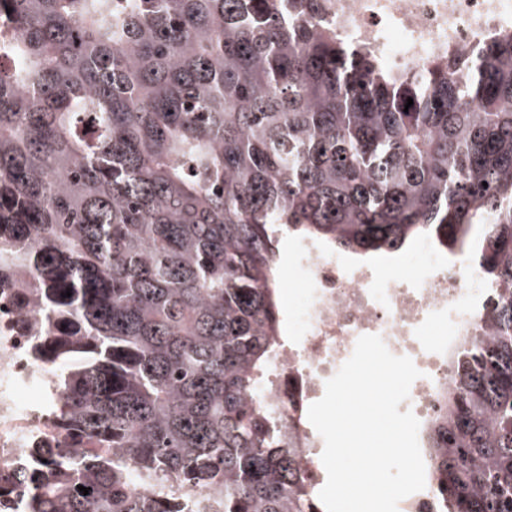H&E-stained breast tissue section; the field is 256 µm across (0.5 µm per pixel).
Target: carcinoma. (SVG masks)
Returning <instances> with one entry per match:
<instances>
[{"mask_svg": "<svg viewBox=\"0 0 512 512\" xmlns=\"http://www.w3.org/2000/svg\"><path fill=\"white\" fill-rule=\"evenodd\" d=\"M322 2L0 0V285L94 445L32 448L28 512H321L260 399L287 233L477 238L491 330L426 445L441 512H512V33L395 73Z\"/></svg>", "mask_w": 512, "mask_h": 512, "instance_id": "obj_1", "label": "carcinoma"}]
</instances>
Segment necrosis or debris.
<instances>
[{
	"instance_id": "1",
	"label": "necrosis or debris",
	"mask_w": 512,
	"mask_h": 512,
	"mask_svg": "<svg viewBox=\"0 0 512 512\" xmlns=\"http://www.w3.org/2000/svg\"><path fill=\"white\" fill-rule=\"evenodd\" d=\"M322 16L349 43L371 45L385 67L413 70L443 54L474 56L491 35L511 31L512 0H327ZM299 261L304 298L288 316L264 402L300 448L302 473L318 486L324 441L307 411L358 338L378 335L392 354L413 361L420 376L401 407L428 423L455 390L453 359L487 329L493 288L462 252L432 260L409 279L345 263L311 241L302 243ZM26 310L14 289H0V471L20 469L44 437L69 439L66 422L48 412L50 370L34 362L31 339L18 330Z\"/></svg>"
}]
</instances>
